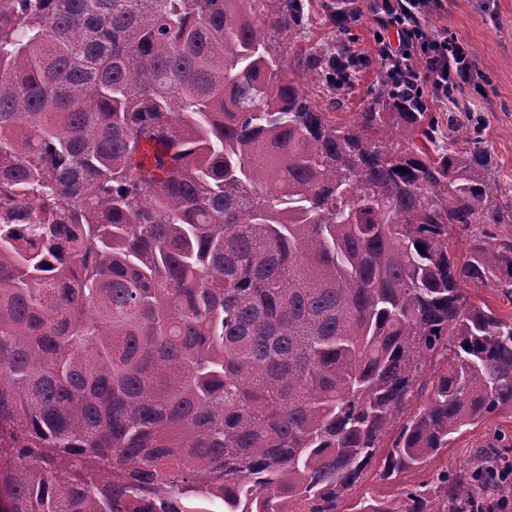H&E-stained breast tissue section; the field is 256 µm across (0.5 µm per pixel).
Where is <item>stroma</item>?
<instances>
[{"label":"stroma","instance_id":"35a3bbf8","mask_svg":"<svg viewBox=\"0 0 512 512\" xmlns=\"http://www.w3.org/2000/svg\"><path fill=\"white\" fill-rule=\"evenodd\" d=\"M303 2L306 20L301 33L283 31L272 35L271 48L288 60L290 78L303 81L304 69L299 60L305 52L325 53L339 42L359 53L373 54L374 24L368 0H358L359 20L342 37L331 28L324 10L327 0ZM430 25L438 31L449 30L468 44L482 77L478 88L467 89L462 99L480 103L483 125L479 135L498 165L500 183L512 185V0H438ZM380 86L379 72L372 65L360 71L350 88L330 92L315 86L311 94L327 119L338 123L374 106ZM502 435L512 440V420L488 418L463 431L449 448L441 450L427 472L465 467L477 450Z\"/></svg>","mask_w":512,"mask_h":512}]
</instances>
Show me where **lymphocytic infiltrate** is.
<instances>
[{"mask_svg":"<svg viewBox=\"0 0 512 512\" xmlns=\"http://www.w3.org/2000/svg\"><path fill=\"white\" fill-rule=\"evenodd\" d=\"M373 38L381 81L394 95L424 104H456L480 77L469 47L430 28L433 0H380Z\"/></svg>","mask_w":512,"mask_h":512,"instance_id":"1","label":"lymphocytic infiltrate"}]
</instances>
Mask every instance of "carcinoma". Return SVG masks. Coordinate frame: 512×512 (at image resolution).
<instances>
[{"label": "carcinoma", "mask_w": 512, "mask_h": 512, "mask_svg": "<svg viewBox=\"0 0 512 512\" xmlns=\"http://www.w3.org/2000/svg\"><path fill=\"white\" fill-rule=\"evenodd\" d=\"M256 2L0 0L9 512H337L512 418V317L461 291L512 296V187L476 137L400 151L427 112L327 120L269 47L304 4ZM504 468L348 512H488ZM394 489V485H385L378 481L373 471L368 472L364 480L353 489L351 499L343 504V508L341 510L342 512H348L346 511V507L349 506L356 498L367 492L374 495H388L391 494Z\"/></svg>", "instance_id": "1"}]
</instances>
